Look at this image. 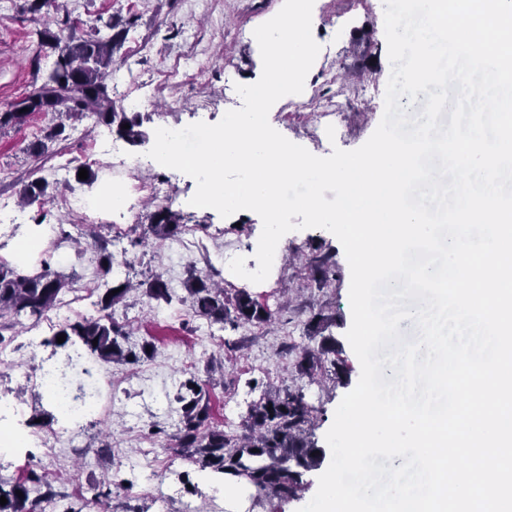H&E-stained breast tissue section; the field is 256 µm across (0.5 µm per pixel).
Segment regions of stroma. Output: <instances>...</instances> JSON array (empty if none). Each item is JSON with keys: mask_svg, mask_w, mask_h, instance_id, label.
<instances>
[{"mask_svg": "<svg viewBox=\"0 0 512 512\" xmlns=\"http://www.w3.org/2000/svg\"><path fill=\"white\" fill-rule=\"evenodd\" d=\"M72 19L91 21L96 17L135 18L112 70L111 97L117 109L128 107V94L140 96L139 111L145 120L144 142L131 145L115 129L85 118L72 122L65 140L50 144L39 157L27 151L40 138L46 119H37L0 135V256L9 257L16 243L35 230V218L57 226L58 242L71 263L61 271L81 288L99 273L92 260L95 239L111 243L114 254L126 255L134 265L137 279L159 273L165 281L176 282L170 302L149 299L143 292L131 293L112 310L113 318L124 325L128 336L125 347L139 349L143 341L155 349L136 363L111 364L112 399L92 420L73 421L48 396L31 389L26 375L39 364L52 363L64 355L54 346V329L38 335L37 353H30L25 328L6 331L5 338L16 350L17 365L0 366V396L21 406L26 418L37 419L33 432L54 441L57 432H81L85 445L60 448L51 457L39 449L25 448L9 462H0V479L12 481L31 466H38L51 489L64 493L65 502L75 512H99L86 503L85 493L111 474L126 480L114 490L113 503L119 512H155L145 491L147 473L142 460V440L152 427L176 434L181 419L177 395L188 376L184 360H194L197 379L204 383V400L210 421L223 425L225 414H232L236 433H243L242 421L251 403L264 391L288 386L297 373L302 348L319 345L313 337V318L320 313L335 314L327 332L333 341L328 358L340 368L337 377L322 383H305L306 401L322 410L321 421L311 431L316 447L326 448L325 435L335 410L345 394L358 382L361 367L346 333L352 323L349 301L350 267L338 239L318 228L287 233L285 242L323 244L338 269L332 287H320L316 274L304 261L281 259L269 277L255 284L233 274L223 265H210V258L233 245L237 256L255 270V253L262 231L260 217L244 210L224 218L211 208L191 206L197 184L177 170L164 167L148 155L152 136L163 125L187 126L196 122L218 123L224 114L242 106L236 85L258 80L262 73L259 46L251 31L275 16L282 0H59ZM24 0H0V112L25 95L34 79L44 78L54 60L53 50L40 44L37 35L42 23L22 12ZM320 22L312 35L321 50L308 73V82L317 83L335 96L339 112L321 117L318 102L297 108L296 96L281 98L268 117L271 126L288 140L312 154L325 157L333 148L354 150L362 146L379 125L384 111V95L390 75L385 32L380 25L383 0H319ZM334 136H327V127ZM96 149L95 181L77 180L75 168H63L65 159ZM132 156L140 168L126 170L115 166V159ZM48 185L45 204L22 205L25 185L36 181ZM147 181L167 182L168 204L178 211L183 223L219 228V235L205 239L202 250L170 264L167 246L155 241L135 246L130 239L113 243L112 227L147 228L148 216L156 203L150 199L129 198L122 208L104 207L89 213L70 205L75 194H96L107 187L129 189ZM211 274L226 284L248 289L259 301L276 294L280 306L274 322L262 327L237 330L195 317L183 299L184 283L190 272ZM156 456L176 459L173 471L166 473L177 497L195 502L198 512H231L224 497L214 491L223 485L222 475L201 471L191 462L176 458L174 449L155 447ZM319 470L306 472V489L296 499H280L271 494H247L242 512H299L318 488Z\"/></svg>", "mask_w": 512, "mask_h": 512, "instance_id": "obj_1", "label": "stroma"}]
</instances>
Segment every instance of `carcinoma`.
<instances>
[{
  "instance_id": "carcinoma-1",
  "label": "carcinoma",
  "mask_w": 512,
  "mask_h": 512,
  "mask_svg": "<svg viewBox=\"0 0 512 512\" xmlns=\"http://www.w3.org/2000/svg\"><path fill=\"white\" fill-rule=\"evenodd\" d=\"M60 24L62 29L58 31L52 30L48 23L39 31L42 42L55 51L53 68L14 109L0 113V133L27 118L52 115L56 122L32 145L33 151L42 153L47 150V142L63 136L67 122L89 117L116 128L132 145L143 142L141 114L117 111L108 84L117 53L135 20L128 19L122 28L115 22L105 23L104 27L111 30L107 35L101 34L96 24L89 26L88 33L79 35L67 17ZM22 106L26 107L23 112L19 111ZM124 124L129 128H122ZM47 188L43 182H32L24 188L22 199L27 204L43 201ZM182 231L178 214L169 208L158 207L152 213L148 232L153 239L162 241ZM94 260L104 276L111 274L118 264L116 256L101 240L94 243ZM314 270L323 287L332 286L336 270L328 256L316 260ZM140 287L151 299L169 300V288L159 274L149 281L119 279L106 289L98 302L106 314L63 323L59 333L66 338L61 346L78 342L104 364L136 361L135 353L121 347L119 339L126 337L127 332L112 318L110 310ZM114 289L117 293L113 295ZM68 290L70 282L52 270L46 259L32 272H25L6 260L0 261V343L5 340L3 331L14 328L24 319L40 320L59 304L60 297ZM185 291L184 301L190 303L197 315L213 324H228L235 329L242 325H269L275 320V311L259 302L247 289H227L208 274H191L185 282ZM328 353L324 345L316 351L303 350L298 363L300 375L311 382L316 380V375L326 370ZM186 390L189 395L181 397L182 419L176 433V448L201 469L245 479L260 492L288 498L302 490L303 472L322 461L323 454L317 452L310 440V430L318 419L319 410L305 401L302 388L288 387L265 393L250 407L243 420L251 431L245 438L208 425L207 407L202 404L203 391L195 390L190 384ZM43 484L44 475L34 467L12 483L0 480V497L7 499L6 504L0 505V512H35L37 498L33 493Z\"/></svg>"
}]
</instances>
